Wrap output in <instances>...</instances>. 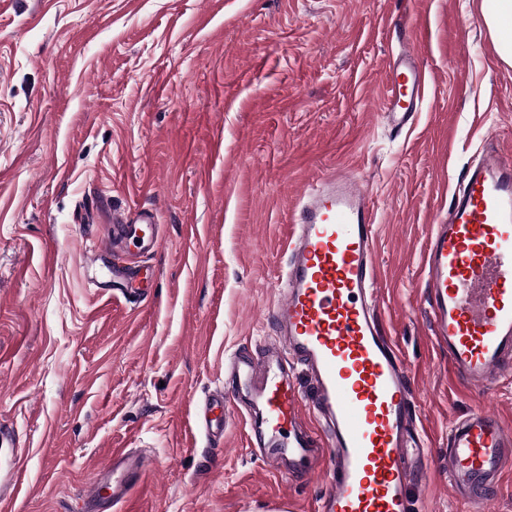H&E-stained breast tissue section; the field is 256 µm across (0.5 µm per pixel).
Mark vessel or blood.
Masks as SVG:
<instances>
[{"label": "vessel or blood", "instance_id": "vessel-or-blood-1", "mask_svg": "<svg viewBox=\"0 0 512 512\" xmlns=\"http://www.w3.org/2000/svg\"><path fill=\"white\" fill-rule=\"evenodd\" d=\"M384 116L392 134L411 128L426 74L417 50L392 58ZM159 245L152 213L113 215L94 242V259L127 244ZM289 262L269 316L276 338L259 357H233L225 370L230 398L202 403L206 436H223L235 419L259 430L261 461L288 480L323 474L316 512H410L414 481L432 460L417 424L410 370L380 313L376 210L360 181L336 171L304 191L285 226ZM434 335L448 353V376L488 393L512 376V155L488 149L464 173L446 216L433 224L423 260ZM134 263H113L112 285L132 293ZM305 369L298 380L294 365ZM512 462V429L474 410L448 430L445 474L469 512H483ZM148 461L112 449L83 495L89 512H116L145 477ZM25 476L15 457L0 479V512H10Z\"/></svg>", "mask_w": 512, "mask_h": 512}]
</instances>
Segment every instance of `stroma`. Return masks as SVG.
Returning a JSON list of instances; mask_svg holds the SVG:
<instances>
[{
	"label": "stroma",
	"mask_w": 512,
	"mask_h": 512,
	"mask_svg": "<svg viewBox=\"0 0 512 512\" xmlns=\"http://www.w3.org/2000/svg\"><path fill=\"white\" fill-rule=\"evenodd\" d=\"M484 0H0V423L23 446L13 512H83L111 449L150 462L119 512H314L323 475L287 482L232 424L191 410L224 361L274 334L269 309L304 185L342 169L377 216L385 330L410 366L433 471L414 512H468L443 475L448 428L512 426V378L448 381L423 257L486 142L512 154V67ZM407 20L427 92L411 129L383 118ZM152 212L136 294L96 288L89 244L113 212Z\"/></svg>",
	"instance_id": "1"
}]
</instances>
